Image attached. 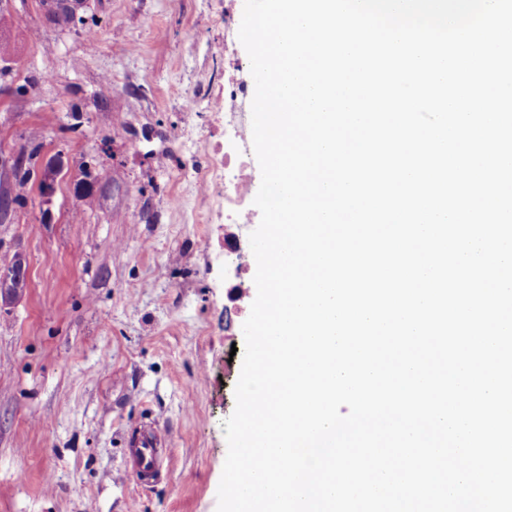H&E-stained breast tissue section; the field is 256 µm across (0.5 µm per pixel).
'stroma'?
I'll list each match as a JSON object with an SVG mask.
<instances>
[{"mask_svg":"<svg viewBox=\"0 0 512 512\" xmlns=\"http://www.w3.org/2000/svg\"><path fill=\"white\" fill-rule=\"evenodd\" d=\"M243 7L86 0L65 29L38 0L0 7V157L64 160L51 204L32 183L0 221V265L27 268L0 304V512H217L256 296L254 258L225 265L224 243L248 246L261 214L225 223L194 175L224 144L215 104L252 133ZM152 419L163 461L144 483L124 439Z\"/></svg>","mask_w":512,"mask_h":512,"instance_id":"35a3bbf8","label":"stroma"}]
</instances>
